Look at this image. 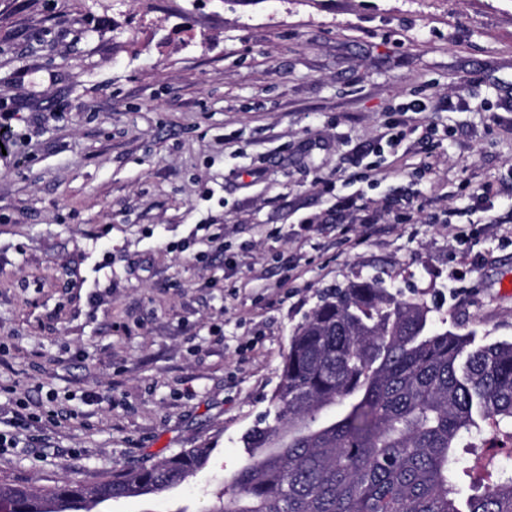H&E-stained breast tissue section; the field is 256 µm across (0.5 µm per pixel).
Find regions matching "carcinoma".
<instances>
[{
    "mask_svg": "<svg viewBox=\"0 0 512 512\" xmlns=\"http://www.w3.org/2000/svg\"><path fill=\"white\" fill-rule=\"evenodd\" d=\"M273 415L206 512H512V342L438 328L372 277L333 288L291 336ZM182 448L87 484L0 482V512H101L165 496L207 468ZM465 463H460L462 454ZM475 489L460 508L458 487Z\"/></svg>",
    "mask_w": 512,
    "mask_h": 512,
    "instance_id": "carcinoma-1",
    "label": "carcinoma"
}]
</instances>
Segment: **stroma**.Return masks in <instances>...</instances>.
<instances>
[{
	"label": "stroma",
	"mask_w": 512,
	"mask_h": 512,
	"mask_svg": "<svg viewBox=\"0 0 512 512\" xmlns=\"http://www.w3.org/2000/svg\"><path fill=\"white\" fill-rule=\"evenodd\" d=\"M5 110L0 418L50 395L71 418L19 431L0 480L206 446L111 507L204 512L295 328L359 278L512 340V0H0Z\"/></svg>",
	"instance_id": "obj_1"
}]
</instances>
